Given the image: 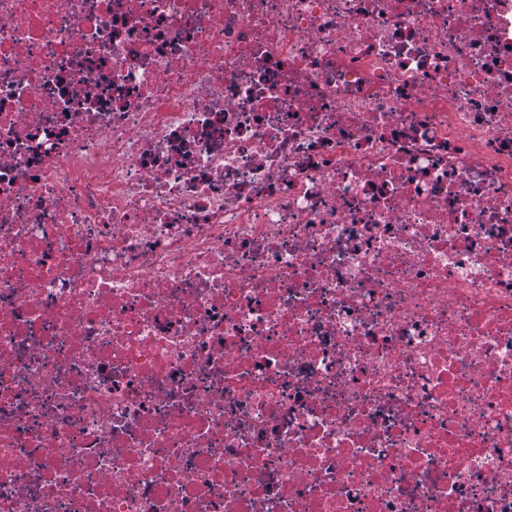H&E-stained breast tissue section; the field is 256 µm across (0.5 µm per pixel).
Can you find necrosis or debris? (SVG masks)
I'll return each mask as SVG.
<instances>
[{
    "instance_id": "4bbe7bcc",
    "label": "necrosis or debris",
    "mask_w": 512,
    "mask_h": 512,
    "mask_svg": "<svg viewBox=\"0 0 512 512\" xmlns=\"http://www.w3.org/2000/svg\"><path fill=\"white\" fill-rule=\"evenodd\" d=\"M0 512H512V0H0Z\"/></svg>"
}]
</instances>
